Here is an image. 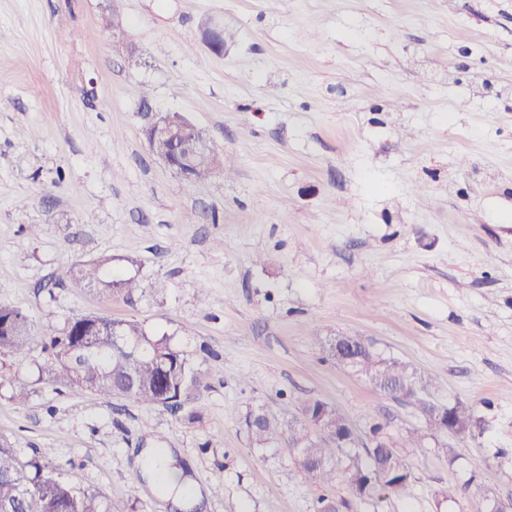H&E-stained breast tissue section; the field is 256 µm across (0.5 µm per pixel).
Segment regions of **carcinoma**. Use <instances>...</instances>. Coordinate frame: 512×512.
I'll return each instance as SVG.
<instances>
[{
    "instance_id": "cac0c4a2",
    "label": "carcinoma",
    "mask_w": 512,
    "mask_h": 512,
    "mask_svg": "<svg viewBox=\"0 0 512 512\" xmlns=\"http://www.w3.org/2000/svg\"><path fill=\"white\" fill-rule=\"evenodd\" d=\"M222 152L218 144L210 153L194 159L197 181L214 174L211 155ZM104 258H90L79 264L70 276V286L78 290L101 287L109 296L130 297L139 283L133 278L104 279ZM119 343L112 342L106 329L90 336L82 322L68 319L63 327L43 336V348L49 357L40 371L65 387L90 391L109 402L124 397L138 403L183 409L208 389L206 375L197 355L177 345L166 335L148 333L135 319H119ZM33 327L28 316L17 308L0 305V355L19 356L30 349ZM359 374L376 378L386 374L390 384L379 393L403 400L406 392L418 387L424 399L437 402L435 379L417 375V385L407 382L408 366L384 357L369 347L356 351ZM425 431H414L417 441L434 437L443 427L458 428L463 435L476 425L474 413L458 401L443 415L423 416ZM248 437L257 448L280 443L299 446L301 457L310 461L305 476L321 485L333 484L343 476L358 489L357 498L369 502L383 494H402L414 479L413 470L397 449L389 433V421L380 415L368 417V428L375 444L333 445L319 431L344 428L346 418L335 407L319 400L304 401L299 417L281 422L258 405L243 416ZM78 473L66 476L34 465L26 471L17 460L11 444L0 438V512H112V504H102L96 496L80 494L76 489Z\"/></svg>"
}]
</instances>
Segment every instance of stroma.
Here are the masks:
<instances>
[{
    "instance_id": "1",
    "label": "stroma",
    "mask_w": 512,
    "mask_h": 512,
    "mask_svg": "<svg viewBox=\"0 0 512 512\" xmlns=\"http://www.w3.org/2000/svg\"><path fill=\"white\" fill-rule=\"evenodd\" d=\"M107 6L0 0V304L37 335L0 356V438L76 469L114 512H176L147 485L146 446L173 449L201 512H313L323 495L340 512H466L449 486L512 505L497 458L512 454V0H118L104 28ZM168 112L232 173L190 183L153 156L144 131ZM90 257L138 290L70 288ZM77 314L203 352L195 419L41 376L40 335ZM336 335L432 375L479 427L412 443L414 407L315 342ZM306 400L361 434L384 412L408 491L364 503L344 478L310 483L287 446L251 444L247 410L288 420Z\"/></svg>"
}]
</instances>
